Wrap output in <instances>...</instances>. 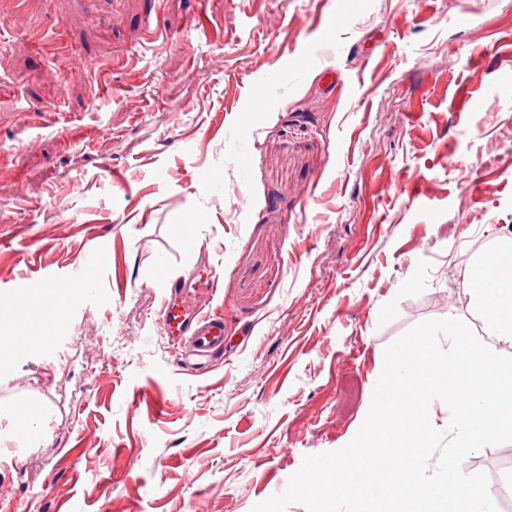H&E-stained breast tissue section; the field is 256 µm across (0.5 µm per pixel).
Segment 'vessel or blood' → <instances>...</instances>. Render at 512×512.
I'll return each mask as SVG.
<instances>
[{
	"instance_id": "obj_1",
	"label": "vessel or blood",
	"mask_w": 512,
	"mask_h": 512,
	"mask_svg": "<svg viewBox=\"0 0 512 512\" xmlns=\"http://www.w3.org/2000/svg\"><path fill=\"white\" fill-rule=\"evenodd\" d=\"M216 291L217 282L209 277L191 285L178 280L172 284L160 309L163 328L172 339L183 344L186 357L194 358L198 369L208 367L224 355V315L203 311Z\"/></svg>"
}]
</instances>
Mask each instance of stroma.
I'll return each instance as SVG.
<instances>
[{
	"instance_id": "1",
	"label": "stroma",
	"mask_w": 512,
	"mask_h": 512,
	"mask_svg": "<svg viewBox=\"0 0 512 512\" xmlns=\"http://www.w3.org/2000/svg\"><path fill=\"white\" fill-rule=\"evenodd\" d=\"M511 52L512 0H0V335L69 285L0 350V406L44 409L30 447L0 417V512H251L353 439L402 334L488 340L464 273L512 225ZM205 262L234 349L193 375L158 311ZM462 469L512 512V441ZM48 297L49 289L43 291L37 299L24 306L21 315V319L24 321L22 323L23 328L26 327V321L32 318V316L35 315L36 317H38L41 315L42 319L45 316H47V314H45L44 312L45 308L50 307L51 312L49 314H53L54 312L60 311L64 307L65 300L61 302L51 303L48 300Z\"/></svg>"
}]
</instances>
